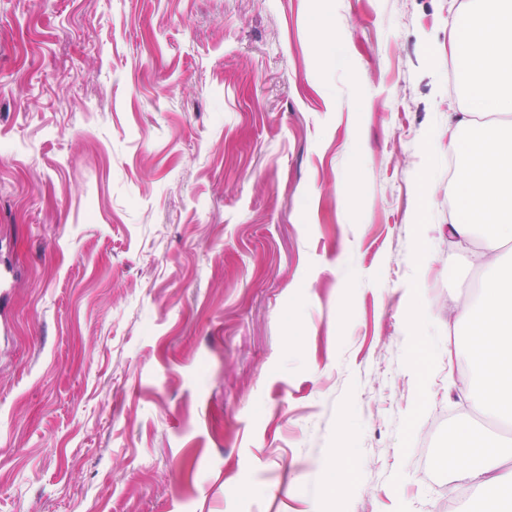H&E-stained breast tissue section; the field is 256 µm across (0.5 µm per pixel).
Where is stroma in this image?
Here are the masks:
<instances>
[{
    "label": "stroma",
    "mask_w": 512,
    "mask_h": 512,
    "mask_svg": "<svg viewBox=\"0 0 512 512\" xmlns=\"http://www.w3.org/2000/svg\"><path fill=\"white\" fill-rule=\"evenodd\" d=\"M467 10L0 0V512H481ZM491 442L479 446L473 430L460 426L451 446L439 459L440 466L450 477L449 491L455 483L467 485L489 505L490 512H510L512 505V469H504L502 459L512 456V448ZM510 504V509L506 510Z\"/></svg>",
    "instance_id": "1"
}]
</instances>
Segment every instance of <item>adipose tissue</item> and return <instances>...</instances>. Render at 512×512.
I'll list each match as a JSON object with an SVG mask.
<instances>
[{"label": "adipose tissue", "instance_id": "ef3b65f1", "mask_svg": "<svg viewBox=\"0 0 512 512\" xmlns=\"http://www.w3.org/2000/svg\"><path fill=\"white\" fill-rule=\"evenodd\" d=\"M479 27L453 29L452 48L461 64L466 95L475 108L492 114L512 112V0H476ZM448 123L473 136L458 141L463 177L452 193L459 217L448 227L451 237L482 242L478 262L488 270L502 266L501 247L512 241V124L474 128L468 112H452ZM471 320L463 339L477 372L468 392L473 410L512 424V281L490 280L482 301L465 302L449 313V324ZM512 448L492 442L478 445L473 430L460 426L439 463L451 483L467 485L489 505L507 512L512 505V469L502 466Z\"/></svg>", "mask_w": 512, "mask_h": 512}]
</instances>
